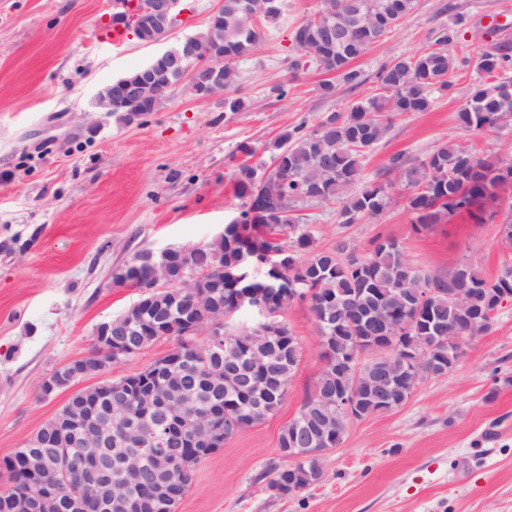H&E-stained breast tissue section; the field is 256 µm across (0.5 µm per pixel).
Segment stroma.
I'll list each match as a JSON object with an SVG mask.
<instances>
[{"label": "stroma", "instance_id": "1", "mask_svg": "<svg viewBox=\"0 0 512 512\" xmlns=\"http://www.w3.org/2000/svg\"><path fill=\"white\" fill-rule=\"evenodd\" d=\"M321 0H284L258 51L237 64L229 94L194 96L172 86L157 111L127 123L93 106L97 91L148 64L165 49L110 26L111 0H0V461L10 457L66 403L45 397L42 381L94 345V329L139 298L112 271L144 249L204 244L236 218L239 164L271 168L268 144L307 113L341 112L375 93L382 64L444 49L463 65L433 108L396 118L363 163L372 179L399 152L427 155L446 140L491 158L512 155V131L472 134L456 114L482 81L469 60L479 50L512 47V0H418L400 30L354 66L364 80L337 84L297 58L289 35ZM280 93H272V85ZM244 98L243 112L224 109ZM318 246L349 240L365 251L379 234L396 239L420 268L460 261L495 277L512 250L499 221L471 224L456 214L415 231L402 204L377 219L341 226L336 209L298 204ZM302 355L280 408L227 439L202 460L176 512H512V304L489 331L469 340L452 371L422 383L402 406L351 422L322 461L319 483L294 497L267 488L278 445L322 366L309 307L281 315Z\"/></svg>", "mask_w": 512, "mask_h": 512}]
</instances>
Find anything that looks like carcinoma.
I'll return each mask as SVG.
<instances>
[{"instance_id":"1","label":"carcinoma","mask_w":512,"mask_h":512,"mask_svg":"<svg viewBox=\"0 0 512 512\" xmlns=\"http://www.w3.org/2000/svg\"><path fill=\"white\" fill-rule=\"evenodd\" d=\"M360 14L350 15L348 0H323L316 16L296 25L291 39L308 61L343 82L362 83L361 72L353 62L388 33L398 29L414 11L417 0H354ZM283 0H222L224 19V88L237 82L235 65L259 47L260 21L280 17ZM336 26V39L330 40L328 28ZM218 40L211 27L194 35L193 42L210 50ZM478 72L495 77L492 83L480 82L456 113L459 126L480 133L487 129L512 128V77L508 75L512 55L500 48L481 50L474 60ZM458 67L457 60L443 50L420 51L382 65L377 82L382 93L353 103L346 112H331L282 130L268 145L272 169L263 174L254 166L239 165L235 193L243 200L240 216L224 225V233L211 242L189 249L181 267L188 271L209 272L201 289L208 292V310L224 314V333L234 328L229 319L238 312L234 296L244 267L257 255L264 275L256 288L271 306L274 315L287 310L296 301V291L307 289L316 305L312 309L322 319L319 339L323 362L336 361L342 352H358L365 344L357 336H382L386 344H404V336L413 337L416 348L428 350L434 360L433 373L444 375L455 365L461 344L443 343L440 337L453 332L465 340L472 322H483L488 331L499 309L497 296L512 293V277H485L479 268L467 262L444 271L420 269L410 262L403 246L393 238L376 236L370 248L360 254L350 242L340 239L330 248H320L295 213L294 203L313 201L335 205L338 223L348 227L379 217L391 204V189L402 190L399 198L413 217L416 230H428L459 211H478L475 223H485L482 214L488 206L503 203L511 210L509 220L498 228L502 244L512 250V158L491 161L474 147L456 141H442L425 157L412 158L403 153L392 155L382 173L373 180L363 178V161L384 140L400 115L428 112L434 93L451 86L449 78ZM162 262L148 250L138 252L123 268L113 272V281L134 288L150 285L152 266ZM407 279L423 282L433 289L422 308L404 285ZM463 283L470 288L462 307L448 305V289ZM179 283H171L166 292L154 291L161 303L142 308L139 313L124 312L121 332L139 337L143 323L161 318L157 329L181 318L188 305L176 298ZM384 309L408 327L406 335L389 338L381 329L371 327L374 314ZM275 333L259 336L250 351L240 350L238 369L247 386L243 394L238 386L221 381L210 385L208 378L224 371L229 344L205 356H197L185 365L172 368L163 378L174 406L186 404L188 421L193 414L224 405L230 417L245 415L261 408L252 422L276 412L287 395L288 380L301 358V347L288 324L275 320ZM317 391L308 395L298 414L284 427L279 447L298 448L297 432L308 436L307 447L331 448L336 444V422L328 420L336 392H353L366 415L373 414L383 388L373 377L355 381L351 376L317 375ZM126 410L131 419L144 428L136 447L149 454L161 445L160 432L153 429L151 416L129 399ZM18 449L5 462L10 474L9 489L0 493V512H9L4 502L23 485L14 469ZM268 485L288 492V483L314 481L316 461L306 465L286 463L271 468Z\"/></svg>"}]
</instances>
